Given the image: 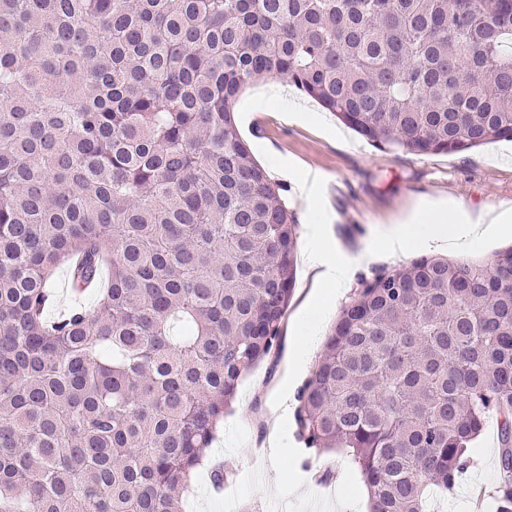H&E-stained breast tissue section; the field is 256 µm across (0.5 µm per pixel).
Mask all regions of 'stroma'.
Returning <instances> with one entry per match:
<instances>
[{"instance_id":"stroma-1","label":"stroma","mask_w":512,"mask_h":512,"mask_svg":"<svg viewBox=\"0 0 512 512\" xmlns=\"http://www.w3.org/2000/svg\"><path fill=\"white\" fill-rule=\"evenodd\" d=\"M241 137L268 173L290 167L285 198L297 227V251L319 245L346 257L375 246L391 222L425 198L468 211L512 207V141L452 154H395L371 146L313 99L294 88L280 92L266 82L249 86L235 108ZM323 311L304 370L294 368V344L307 324L305 310ZM343 299L298 264L279 354L242 381L216 440L204 454L231 463L236 476L215 492L199 476L184 512H368L363 483L344 456L309 452L294 438L295 395L310 375ZM287 410H280L282 393ZM488 419L471 449L473 462L452 497L433 512H495L499 444ZM329 480H320L322 471Z\"/></svg>"}]
</instances>
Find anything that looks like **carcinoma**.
I'll return each instance as SVG.
<instances>
[{"mask_svg":"<svg viewBox=\"0 0 512 512\" xmlns=\"http://www.w3.org/2000/svg\"><path fill=\"white\" fill-rule=\"evenodd\" d=\"M276 75L372 146L512 141V0H0V512H181L277 352L297 224L234 119ZM344 305L297 394L370 512L454 495L485 418L512 512V246ZM94 309L53 314L51 280Z\"/></svg>","mask_w":512,"mask_h":512,"instance_id":"1","label":"carcinoma"}]
</instances>
